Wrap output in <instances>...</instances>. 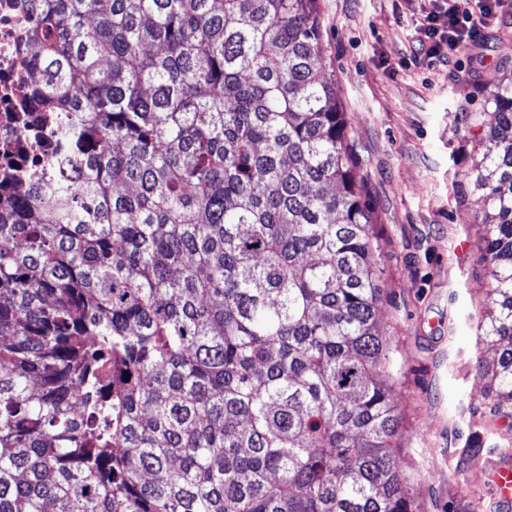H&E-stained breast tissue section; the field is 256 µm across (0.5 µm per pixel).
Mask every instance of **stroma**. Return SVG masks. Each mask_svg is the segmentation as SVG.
Returning a JSON list of instances; mask_svg holds the SVG:
<instances>
[{
    "label": "stroma",
    "instance_id": "obj_1",
    "mask_svg": "<svg viewBox=\"0 0 512 512\" xmlns=\"http://www.w3.org/2000/svg\"><path fill=\"white\" fill-rule=\"evenodd\" d=\"M424 0H318L323 74L335 85L383 234L381 330L399 351L398 461L416 512H497L490 472L512 429L478 428L490 389L471 315L490 284L471 173L491 145L490 99L512 81V18L446 65L411 53Z\"/></svg>",
    "mask_w": 512,
    "mask_h": 512
}]
</instances>
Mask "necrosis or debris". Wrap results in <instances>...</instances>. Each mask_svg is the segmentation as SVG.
I'll list each match as a JSON object with an SVG mask.
<instances>
[{"label":"necrosis or debris","instance_id":"4bbe7bcc","mask_svg":"<svg viewBox=\"0 0 512 512\" xmlns=\"http://www.w3.org/2000/svg\"><path fill=\"white\" fill-rule=\"evenodd\" d=\"M28 23L25 0H0V197L8 203L27 192L25 171L50 164L64 178L74 163L60 132L46 133L48 119L30 103L37 77L22 53Z\"/></svg>","mask_w":512,"mask_h":512}]
</instances>
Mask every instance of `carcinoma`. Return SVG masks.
I'll return each instance as SVG.
<instances>
[{
	"label": "carcinoma",
	"mask_w": 512,
	"mask_h": 512,
	"mask_svg": "<svg viewBox=\"0 0 512 512\" xmlns=\"http://www.w3.org/2000/svg\"><path fill=\"white\" fill-rule=\"evenodd\" d=\"M76 178L0 222V512H414L382 235L313 0H32ZM475 169L512 419V82Z\"/></svg>",
	"instance_id": "1"
}]
</instances>
